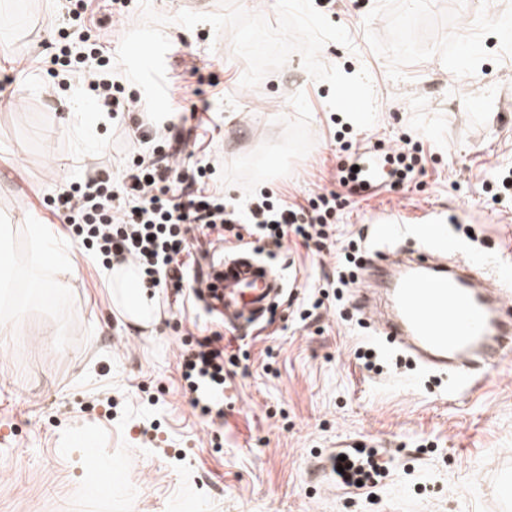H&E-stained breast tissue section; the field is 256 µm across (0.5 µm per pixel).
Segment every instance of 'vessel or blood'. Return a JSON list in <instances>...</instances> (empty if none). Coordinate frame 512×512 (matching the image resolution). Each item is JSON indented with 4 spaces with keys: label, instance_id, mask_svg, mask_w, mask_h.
I'll return each mask as SVG.
<instances>
[{
    "label": "vessel or blood",
    "instance_id": "vessel-or-blood-1",
    "mask_svg": "<svg viewBox=\"0 0 512 512\" xmlns=\"http://www.w3.org/2000/svg\"><path fill=\"white\" fill-rule=\"evenodd\" d=\"M361 308L383 304L374 324L426 367L476 386L477 366H499L512 345V298L485 294L439 254L421 251L402 270L387 259L369 261L363 272ZM281 281L248 253L224 262V315L258 319L277 298Z\"/></svg>",
    "mask_w": 512,
    "mask_h": 512
}]
</instances>
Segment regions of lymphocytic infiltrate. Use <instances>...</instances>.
I'll return each mask as SVG.
<instances>
[{"label": "lymphocytic infiltrate", "instance_id": "f902f5d3", "mask_svg": "<svg viewBox=\"0 0 512 512\" xmlns=\"http://www.w3.org/2000/svg\"><path fill=\"white\" fill-rule=\"evenodd\" d=\"M60 2L64 13L56 51L46 62L49 75L81 82L96 102L98 118H133L125 127L130 151L118 176L100 172L46 200L72 241L100 259L102 275H111L117 265L133 266L143 288L172 292L180 307L193 310L195 266L178 256L189 251L196 235L220 234L246 222L259 240L277 245L293 238L323 248L346 204L343 189L358 181V173H338L337 189H322L305 207L273 200L266 192L253 195L243 208L227 201L223 187L214 183L215 165L187 152L172 120L149 119L142 91H127L111 41L87 32V0ZM223 339L216 331L179 353L191 403L212 423L223 419V403L202 398L201 391L224 384Z\"/></svg>", "mask_w": 512, "mask_h": 512}]
</instances>
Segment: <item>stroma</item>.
<instances>
[{
	"label": "stroma",
	"mask_w": 512,
	"mask_h": 512,
	"mask_svg": "<svg viewBox=\"0 0 512 512\" xmlns=\"http://www.w3.org/2000/svg\"><path fill=\"white\" fill-rule=\"evenodd\" d=\"M169 16L166 69L172 108L210 104L219 129L196 158L223 157L224 194L269 190L307 204L332 186L353 149H422L426 174L342 210L331 246L283 241L262 262L285 290L260 326H224L243 358L224 385V419L209 426L182 393L178 353L189 323L158 297L149 329L127 322L80 246L59 300L53 256L31 229L53 223L43 204L67 182L100 171L123 149L111 127L83 118L78 84L49 93L41 63L58 15L53 0H0V231L13 242L25 286L0 304V512H512V365L448 402V379L389 345L359 309L360 282L334 300L338 249L369 253L430 243L434 220L448 252L491 267L512 289V199L494 202L492 174L512 169V39L486 22L485 0H336L332 23L351 47L326 44L328 65L366 67L377 121L355 128L332 115L329 84L292 54L258 87L240 85L229 33L175 23L219 0H151ZM324 301L308 320L296 310ZM372 355L365 366L358 353ZM375 448L396 466L359 494L315 470L341 444Z\"/></svg>",
	"instance_id": "obj_1"
}]
</instances>
